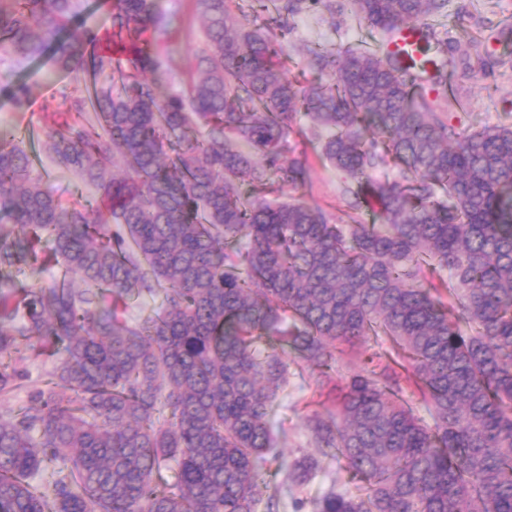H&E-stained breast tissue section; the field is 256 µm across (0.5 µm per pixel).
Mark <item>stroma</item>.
<instances>
[{
  "instance_id": "1",
  "label": "stroma",
  "mask_w": 512,
  "mask_h": 512,
  "mask_svg": "<svg viewBox=\"0 0 512 512\" xmlns=\"http://www.w3.org/2000/svg\"><path fill=\"white\" fill-rule=\"evenodd\" d=\"M163 5L183 18L175 51L159 56L158 75L164 91L172 94L179 91L183 75L195 69L196 53L203 45L204 36L191 0H163ZM508 22L512 23V0H448L436 19L439 38L474 42L467 64L457 65L455 73L448 78V87L454 95L443 109L449 112L458 130H466L476 121L493 125L512 114V39L504 40L499 36ZM380 40L379 34L358 26L349 15L332 18L321 11L308 10L296 17L294 29L284 44L283 59L290 75L302 81L308 76L303 52L308 43L329 41L339 46L374 48ZM24 80L31 91L28 109H15L8 91L0 90V129L23 136L37 132L38 138L31 144L38 157L36 167L49 172L58 195L69 197L76 191L77 180L72 173L57 166L44 148L50 130L44 108L53 103L70 78L54 72L51 63L44 60L26 68ZM342 182L340 172L315 158L311 161L310 182L302 195L338 217L345 207ZM312 390V381L292 379L287 394L274 408V422L285 430L278 445L291 460L314 451L304 425L305 404Z\"/></svg>"
}]
</instances>
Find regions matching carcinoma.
I'll list each match as a JSON object with an SVG mask.
<instances>
[{
    "label": "carcinoma",
    "instance_id": "carcinoma-1",
    "mask_svg": "<svg viewBox=\"0 0 512 512\" xmlns=\"http://www.w3.org/2000/svg\"><path fill=\"white\" fill-rule=\"evenodd\" d=\"M305 1L384 45L417 27L423 55L308 46L303 85L280 56ZM192 2L198 67L164 94L160 0H112L103 39L92 0H0V81L23 110L21 69L72 77L47 148L97 194L63 202L0 133V395L27 390L0 409V512H279L322 458L346 479L312 512H512V123L461 132L422 92L465 55L429 24L447 0ZM310 148L347 219L274 199ZM45 241L61 277L14 278ZM19 337L52 361L37 385ZM291 374L341 388L292 467L271 421Z\"/></svg>",
    "mask_w": 512,
    "mask_h": 512
}]
</instances>
